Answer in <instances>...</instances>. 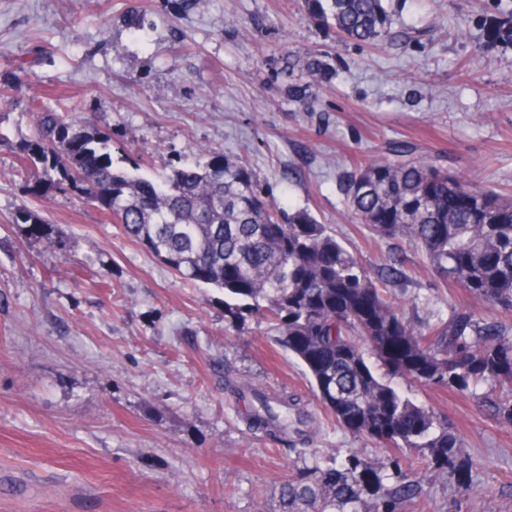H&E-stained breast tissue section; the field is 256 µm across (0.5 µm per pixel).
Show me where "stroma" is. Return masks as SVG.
Listing matches in <instances>:
<instances>
[{
  "label": "stroma",
  "instance_id": "stroma-1",
  "mask_svg": "<svg viewBox=\"0 0 512 512\" xmlns=\"http://www.w3.org/2000/svg\"><path fill=\"white\" fill-rule=\"evenodd\" d=\"M153 23L133 32L132 5ZM401 47L359 44L305 0H0V512H273L297 457L251 434L224 390L232 370L305 401L310 447L374 446L336 426L261 316L224 321L222 290L177 278L75 192L27 191L17 169L31 108L79 111L112 131L114 163L157 177L200 151L237 155L284 209H308L412 321L467 306L407 242L374 238L345 203L353 158L398 142L472 184L512 192V0H392ZM329 74L307 85L310 55ZM294 71L281 74L282 56ZM48 238L12 223L18 206ZM466 445L463 495L409 453L422 484L403 512H512V426L467 397L400 382ZM12 223L24 224L26 233L30 237L43 238L47 236V222L41 216L28 210L24 205L19 206L13 213Z\"/></svg>",
  "mask_w": 512,
  "mask_h": 512
}]
</instances>
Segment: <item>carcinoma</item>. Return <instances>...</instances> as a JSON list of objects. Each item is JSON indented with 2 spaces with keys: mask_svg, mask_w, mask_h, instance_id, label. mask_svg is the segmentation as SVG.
Segmentation results:
<instances>
[{
  "mask_svg": "<svg viewBox=\"0 0 512 512\" xmlns=\"http://www.w3.org/2000/svg\"><path fill=\"white\" fill-rule=\"evenodd\" d=\"M316 19L358 43L405 44L393 27L390 0H305ZM147 14L126 15L138 32ZM328 64L312 55L311 82ZM20 164L37 191H76L92 199L123 233L181 279L224 291V319L237 324L261 313L305 374L336 425L385 449L368 456L349 449L320 461L302 448L295 473L281 486L275 512H402L420 497L403 470L418 452L438 475L469 491L455 462L460 434L393 379L447 388L471 399L491 419L512 426V323L457 307L419 328L326 225L306 209L285 215L262 195L246 162L221 154L173 166L161 179L116 166L112 133L74 112H37L34 137ZM346 204L372 235L402 239L421 253L438 281L512 314V195L477 189L409 144L390 156L352 160ZM12 223L30 237L47 236V222L19 206ZM224 390L243 403L249 430L308 437L301 399L271 396L224 372Z\"/></svg>",
  "mask_w": 512,
  "mask_h": 512,
  "instance_id": "obj_1",
  "label": "carcinoma"
}]
</instances>
